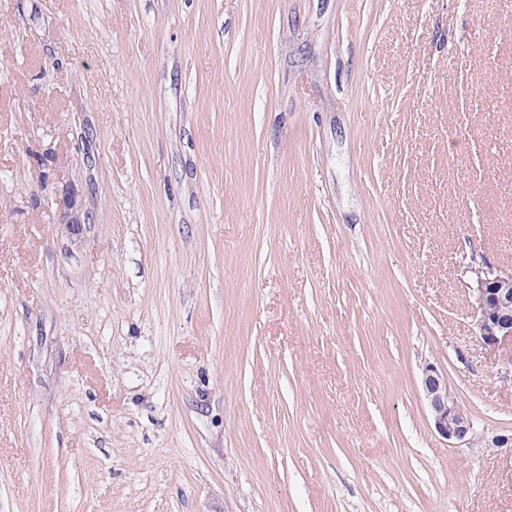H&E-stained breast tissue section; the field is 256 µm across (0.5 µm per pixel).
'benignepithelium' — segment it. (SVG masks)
Instances as JSON below:
<instances>
[{
    "instance_id": "obj_1",
    "label": "benign epithelium",
    "mask_w": 512,
    "mask_h": 512,
    "mask_svg": "<svg viewBox=\"0 0 512 512\" xmlns=\"http://www.w3.org/2000/svg\"><path fill=\"white\" fill-rule=\"evenodd\" d=\"M462 274L479 340L489 347L512 345V269L473 251ZM423 388L435 432L457 448L473 444L472 419L448 394V383L433 365L426 367Z\"/></svg>"
}]
</instances>
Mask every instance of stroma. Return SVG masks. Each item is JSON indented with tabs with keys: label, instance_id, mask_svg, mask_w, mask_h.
<instances>
[{
	"label": "stroma",
	"instance_id": "35a3bbf8",
	"mask_svg": "<svg viewBox=\"0 0 512 512\" xmlns=\"http://www.w3.org/2000/svg\"><path fill=\"white\" fill-rule=\"evenodd\" d=\"M504 0H0V512H512ZM462 274L479 340L489 347L512 345L511 268L472 251ZM423 388L435 432L454 448L473 444L477 431L472 419L448 394V383L433 365L426 367Z\"/></svg>",
	"mask_w": 512,
	"mask_h": 512
}]
</instances>
